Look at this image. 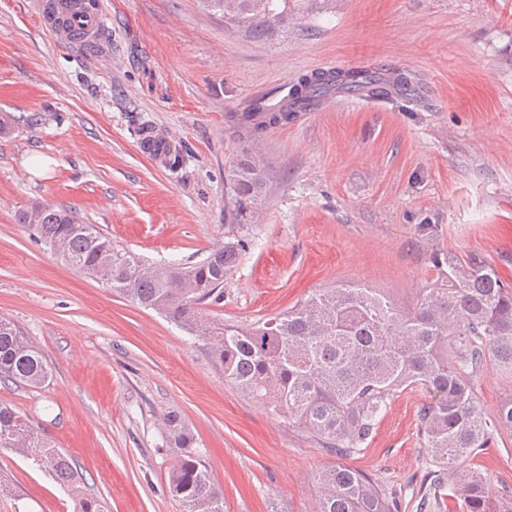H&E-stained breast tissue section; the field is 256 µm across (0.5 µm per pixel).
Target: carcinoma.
Wrapping results in <instances>:
<instances>
[{
    "label": "carcinoma",
    "instance_id": "cac0c4a2",
    "mask_svg": "<svg viewBox=\"0 0 512 512\" xmlns=\"http://www.w3.org/2000/svg\"><path fill=\"white\" fill-rule=\"evenodd\" d=\"M224 23L253 38L272 39L331 0H202ZM394 94L420 98L409 74L365 67L319 70L298 78L288 98L238 115V128L254 136L309 111L327 96ZM234 216L254 218L265 186L256 151H244L231 170ZM30 237L68 265L98 277L113 293L165 314L210 341L224 366V380L302 425L342 457L357 455L373 438L380 416L398 394L421 388L430 402L418 412L429 459L420 509L438 508L447 497L458 512H512V495L489 507L487 478L464 467L492 447L499 430H512V397L494 415L477 397L474 381L486 358L512 375V284L496 269L447 251L431 253L437 277L422 288L413 308L362 285L322 288L303 302L249 326L214 322L202 305L224 296V280L250 249L247 238L230 237L188 266L154 265L118 247L76 211L35 204L18 214ZM50 369L39 347L12 320L0 317V381L41 388ZM175 453L168 488L183 512H224L223 492L195 449L196 437L177 412L163 422ZM0 448L33 459L71 488L77 512H104L85 498L69 459L45 441L29 420L0 404ZM318 512H398L396 502L365 473L337 465L318 476Z\"/></svg>",
    "mask_w": 512,
    "mask_h": 512
}]
</instances>
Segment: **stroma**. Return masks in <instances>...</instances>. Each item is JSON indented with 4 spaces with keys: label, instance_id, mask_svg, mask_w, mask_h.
<instances>
[{
    "label": "stroma",
    "instance_id": "stroma-1",
    "mask_svg": "<svg viewBox=\"0 0 512 512\" xmlns=\"http://www.w3.org/2000/svg\"><path fill=\"white\" fill-rule=\"evenodd\" d=\"M92 44L66 43L31 0H0V316L40 348L52 378L0 383V404L28 418L74 462L105 512H182L167 488V412L192 428L224 492V512H316L315 478L336 456L301 426L224 381L207 341L112 294L30 239L16 215L38 203L75 209L152 263H195L232 235L252 239L209 318L252 324L313 291L355 281L399 306L436 272V249L491 264L512 283V0H334L287 34L253 39L201 0H103ZM387 66L423 88L416 104L363 106L332 96L255 141L266 163L256 222L232 216L229 173L246 147L234 114L300 76ZM167 136L181 168L144 154L141 127ZM55 159L44 177L23 166ZM434 227L423 238L418 227ZM487 409L512 375L487 359ZM399 394L370 445L344 458L399 512H419L426 472L417 411ZM472 465L490 493L512 492V431ZM0 512H75L69 489L0 449Z\"/></svg>",
    "mask_w": 512,
    "mask_h": 512
}]
</instances>
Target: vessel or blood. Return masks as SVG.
<instances>
[{
    "label": "vessel or blood",
    "instance_id": "vessel-or-blood-1",
    "mask_svg": "<svg viewBox=\"0 0 512 512\" xmlns=\"http://www.w3.org/2000/svg\"><path fill=\"white\" fill-rule=\"evenodd\" d=\"M40 22L62 39L87 43L97 38L102 24V0H34Z\"/></svg>",
    "mask_w": 512,
    "mask_h": 512
}]
</instances>
